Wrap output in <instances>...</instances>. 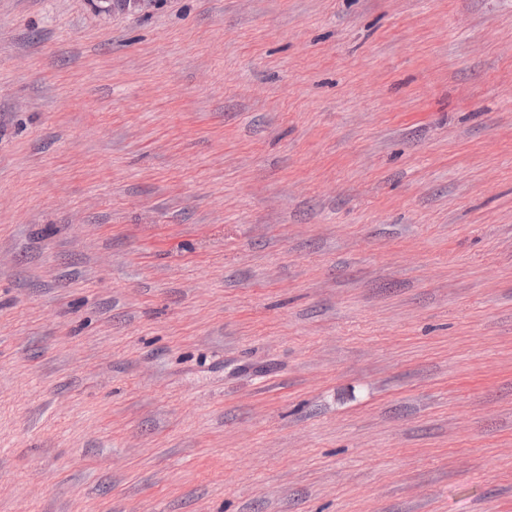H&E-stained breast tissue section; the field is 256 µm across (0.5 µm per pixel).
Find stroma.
I'll return each mask as SVG.
<instances>
[{
	"label": "stroma",
	"mask_w": 512,
	"mask_h": 512,
	"mask_svg": "<svg viewBox=\"0 0 512 512\" xmlns=\"http://www.w3.org/2000/svg\"><path fill=\"white\" fill-rule=\"evenodd\" d=\"M0 0V512H512V0Z\"/></svg>",
	"instance_id": "1"
}]
</instances>
